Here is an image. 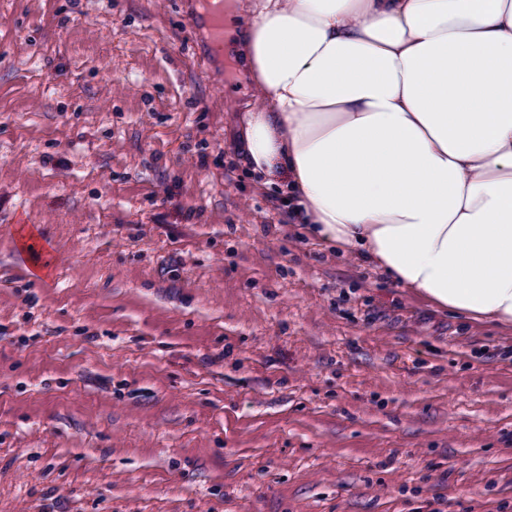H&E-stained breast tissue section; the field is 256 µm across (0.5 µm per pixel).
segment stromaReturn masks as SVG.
I'll list each match as a JSON object with an SVG mask.
<instances>
[{"mask_svg":"<svg viewBox=\"0 0 512 512\" xmlns=\"http://www.w3.org/2000/svg\"><path fill=\"white\" fill-rule=\"evenodd\" d=\"M191 14L0 0V512H512V332L256 187Z\"/></svg>","mask_w":512,"mask_h":512,"instance_id":"35a3bbf8","label":"stroma"}]
</instances>
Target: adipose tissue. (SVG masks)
<instances>
[{
	"mask_svg": "<svg viewBox=\"0 0 512 512\" xmlns=\"http://www.w3.org/2000/svg\"><path fill=\"white\" fill-rule=\"evenodd\" d=\"M255 182L363 265L512 326V0H239Z\"/></svg>",
	"mask_w": 512,
	"mask_h": 512,
	"instance_id": "obj_1",
	"label": "adipose tissue"
}]
</instances>
